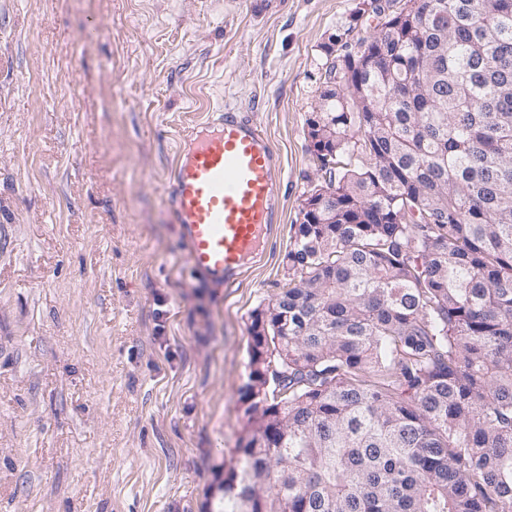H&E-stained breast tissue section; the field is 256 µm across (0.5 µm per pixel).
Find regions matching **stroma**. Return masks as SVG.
I'll return each instance as SVG.
<instances>
[{"mask_svg": "<svg viewBox=\"0 0 512 512\" xmlns=\"http://www.w3.org/2000/svg\"><path fill=\"white\" fill-rule=\"evenodd\" d=\"M359 0H0V512H211L253 316L322 174L307 120ZM223 107L282 162L230 287L185 261L181 139Z\"/></svg>", "mask_w": 512, "mask_h": 512, "instance_id": "35a3bbf8", "label": "stroma"}]
</instances>
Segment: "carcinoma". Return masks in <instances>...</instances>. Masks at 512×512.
I'll list each match as a JSON object with an SVG mask.
<instances>
[{
  "label": "carcinoma",
  "instance_id": "carcinoma-1",
  "mask_svg": "<svg viewBox=\"0 0 512 512\" xmlns=\"http://www.w3.org/2000/svg\"><path fill=\"white\" fill-rule=\"evenodd\" d=\"M367 2L220 512H512V0Z\"/></svg>",
  "mask_w": 512,
  "mask_h": 512
}]
</instances>
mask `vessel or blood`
<instances>
[{"instance_id": "b4317fda", "label": "vessel or blood", "mask_w": 512, "mask_h": 512, "mask_svg": "<svg viewBox=\"0 0 512 512\" xmlns=\"http://www.w3.org/2000/svg\"><path fill=\"white\" fill-rule=\"evenodd\" d=\"M281 163L249 117L220 110L183 141L170 205L186 263L218 285L234 284L278 217Z\"/></svg>"}]
</instances>
